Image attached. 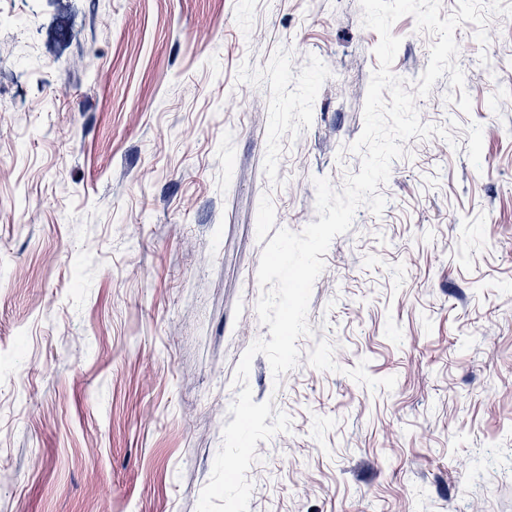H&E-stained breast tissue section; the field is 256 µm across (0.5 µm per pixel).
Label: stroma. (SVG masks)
Masks as SVG:
<instances>
[{
  "label": "stroma",
  "instance_id": "1",
  "mask_svg": "<svg viewBox=\"0 0 512 512\" xmlns=\"http://www.w3.org/2000/svg\"><path fill=\"white\" fill-rule=\"evenodd\" d=\"M391 32L416 82L434 38ZM476 32L470 113L445 77L416 101L455 145L405 143L298 365L252 361L291 424L249 512H512V17ZM378 42L359 0H0V512H196L269 335L261 252L359 173Z\"/></svg>",
  "mask_w": 512,
  "mask_h": 512
}]
</instances>
